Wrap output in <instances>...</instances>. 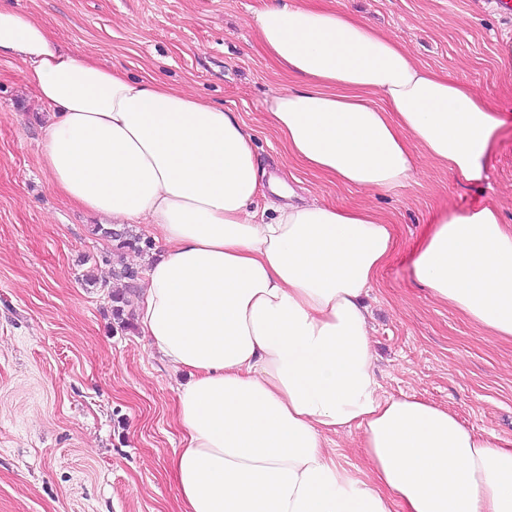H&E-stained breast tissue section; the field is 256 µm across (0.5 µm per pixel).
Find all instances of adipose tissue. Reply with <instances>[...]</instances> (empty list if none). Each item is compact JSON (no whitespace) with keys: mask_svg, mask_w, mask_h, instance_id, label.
I'll return each instance as SVG.
<instances>
[{"mask_svg":"<svg viewBox=\"0 0 512 512\" xmlns=\"http://www.w3.org/2000/svg\"><path fill=\"white\" fill-rule=\"evenodd\" d=\"M254 24L296 81L265 101L290 157L364 192L408 185L425 160L483 179L503 122L470 85L308 0H266ZM1 56L21 58L52 111V185L164 244L137 317L189 374L175 406L179 512H512L511 446L381 391L363 297L393 247L383 215L263 183L234 113L65 52L26 13L0 8ZM268 192L278 200L263 212ZM412 268L435 301L512 340V226L496 207L441 213ZM355 429L362 470L334 450Z\"/></svg>","mask_w":512,"mask_h":512,"instance_id":"1","label":"adipose tissue"}]
</instances>
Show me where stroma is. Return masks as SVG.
<instances>
[{"label": "stroma", "mask_w": 512, "mask_h": 512, "mask_svg": "<svg viewBox=\"0 0 512 512\" xmlns=\"http://www.w3.org/2000/svg\"><path fill=\"white\" fill-rule=\"evenodd\" d=\"M351 10L420 64L490 100L505 121L484 180L456 183L424 164L411 184L364 193L288 156L266 121L271 89L291 85L264 51V0H0L30 14L77 56L135 79L163 78L221 105L250 129L265 175L299 195L386 215L393 251L365 303L384 393L448 407L476 434L512 442V341L494 339L412 279L414 254L444 211L496 207L512 225V14L495 0H314ZM24 64L0 59V512H178L171 461L182 432L179 376L142 336L134 307L112 317L158 254L147 224H119L133 247L97 233L102 216L68 201L41 161L47 107Z\"/></svg>", "instance_id": "obj_1"}]
</instances>
